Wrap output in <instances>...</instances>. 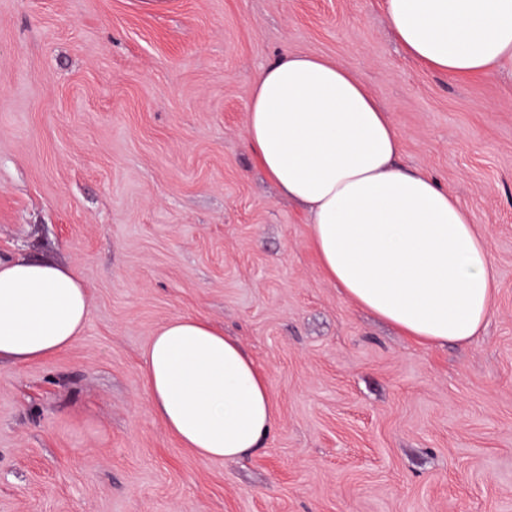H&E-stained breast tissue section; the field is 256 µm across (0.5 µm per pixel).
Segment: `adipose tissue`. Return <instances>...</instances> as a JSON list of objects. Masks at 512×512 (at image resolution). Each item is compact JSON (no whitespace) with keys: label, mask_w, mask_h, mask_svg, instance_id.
<instances>
[{"label":"adipose tissue","mask_w":512,"mask_h":512,"mask_svg":"<svg viewBox=\"0 0 512 512\" xmlns=\"http://www.w3.org/2000/svg\"><path fill=\"white\" fill-rule=\"evenodd\" d=\"M407 53L451 76L512 66V0H384ZM246 142L257 165L307 210L327 276L349 299L425 345L484 329L496 274L470 210L423 172L397 165L400 139L361 79L336 62L284 53L256 75ZM77 273L0 259V357L41 361L89 318ZM143 368L156 415L184 447L233 460L261 447L277 410L267 377L201 317L170 319Z\"/></svg>","instance_id":"obj_1"}]
</instances>
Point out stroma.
I'll use <instances>...</instances> for the list:
<instances>
[{
    "mask_svg": "<svg viewBox=\"0 0 512 512\" xmlns=\"http://www.w3.org/2000/svg\"><path fill=\"white\" fill-rule=\"evenodd\" d=\"M285 52L361 77L470 208L496 271L471 342L419 345L321 269L245 146ZM0 257L90 294L67 351L0 360V512H512V68L430 70L383 0H0ZM176 316L266 374L264 447L205 459L155 415L142 356Z\"/></svg>",
    "mask_w": 512,
    "mask_h": 512,
    "instance_id": "stroma-1",
    "label": "stroma"
}]
</instances>
